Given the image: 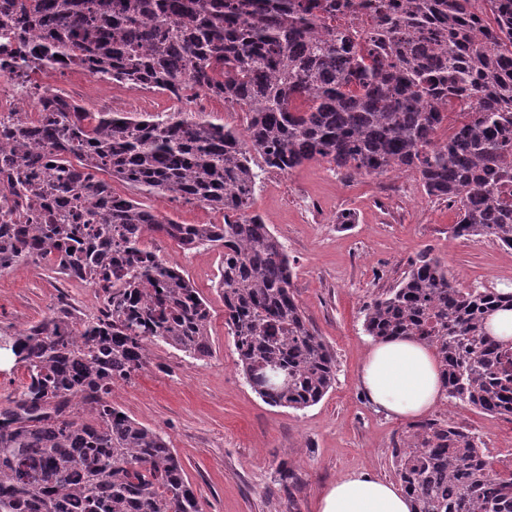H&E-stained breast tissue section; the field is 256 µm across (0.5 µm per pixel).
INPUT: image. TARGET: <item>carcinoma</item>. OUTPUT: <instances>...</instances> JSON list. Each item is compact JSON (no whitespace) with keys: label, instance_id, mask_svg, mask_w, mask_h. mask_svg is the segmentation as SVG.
Wrapping results in <instances>:
<instances>
[{"label":"carcinoma","instance_id":"1","mask_svg":"<svg viewBox=\"0 0 512 512\" xmlns=\"http://www.w3.org/2000/svg\"><path fill=\"white\" fill-rule=\"evenodd\" d=\"M0 0L38 96L0 143V275L21 265L96 289L102 309L59 300L0 333L29 382L0 402V512H202L165 436L112 404V385L164 343L211 356L209 309L152 245L222 251L218 288L238 363L269 405L301 410L336 382V360L291 290V262L250 212L260 173L325 160L344 177L398 172L457 209L455 238L512 248V0ZM99 79L188 88L245 109L243 131L193 112H90L30 77L59 61ZM473 99L446 142L448 105ZM47 149L45 161L29 155ZM107 174L224 213L179 224L118 196ZM512 293L460 288L420 254L364 308L376 340L408 336L438 359L448 403L512 416V342L486 330ZM414 512H512V477L446 420L394 444Z\"/></svg>","mask_w":512,"mask_h":512}]
</instances>
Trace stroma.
I'll use <instances>...</instances> for the list:
<instances>
[{
  "label": "stroma",
  "instance_id": "35a3bbf8",
  "mask_svg": "<svg viewBox=\"0 0 512 512\" xmlns=\"http://www.w3.org/2000/svg\"><path fill=\"white\" fill-rule=\"evenodd\" d=\"M53 85L92 112L181 109L239 130L245 124L239 108L203 95L178 102L157 90L96 78L79 83L68 75L57 76ZM111 186L116 195L181 224L224 221L222 212L194 201L144 194L118 179ZM252 210L287 249L295 297L335 356L334 386L303 410L266 404L237 364L217 285L219 250L187 251L162 240L161 258L207 302L212 354L192 364L173 348L155 346L146 370L113 386L112 402L165 435L203 512H317L319 499L337 479L364 473L394 481L392 446L411 426L410 420L378 411L360 385V367L373 343L363 326L364 305L400 281L410 262L426 251L448 266L459 287L493 282L512 288V249L488 238H452L455 207L429 198L414 176L388 173L348 181L323 160L287 173L264 172ZM344 214L351 223H340ZM61 291L84 312L101 305L95 289L59 279L42 264L0 275V330L41 320ZM430 416L480 437L494 471L512 475V417L445 401ZM283 464L290 475L285 484L278 471Z\"/></svg>",
  "mask_w": 512,
  "mask_h": 512
}]
</instances>
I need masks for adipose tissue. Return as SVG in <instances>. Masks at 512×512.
Masks as SVG:
<instances>
[{"label": "adipose tissue", "instance_id": "adipose-tissue-1", "mask_svg": "<svg viewBox=\"0 0 512 512\" xmlns=\"http://www.w3.org/2000/svg\"><path fill=\"white\" fill-rule=\"evenodd\" d=\"M359 380L375 406L398 418L422 416L445 395L434 354L410 338L373 344ZM317 512H412V503L392 483L355 473L327 490Z\"/></svg>", "mask_w": 512, "mask_h": 512}]
</instances>
